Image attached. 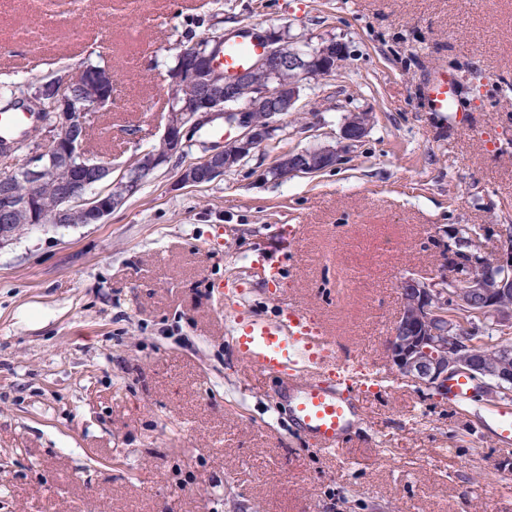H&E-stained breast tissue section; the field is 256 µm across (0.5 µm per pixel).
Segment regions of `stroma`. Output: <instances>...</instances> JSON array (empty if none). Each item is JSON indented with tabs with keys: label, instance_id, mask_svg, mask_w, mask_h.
Segmentation results:
<instances>
[{
	"label": "stroma",
	"instance_id": "35a3bbf8",
	"mask_svg": "<svg viewBox=\"0 0 512 512\" xmlns=\"http://www.w3.org/2000/svg\"><path fill=\"white\" fill-rule=\"evenodd\" d=\"M274 28L342 41L276 138L211 183L172 159L100 224L24 231L0 249V512H512V446L482 401L461 406L386 356L397 281L433 273L435 236L512 224V0H0V79L76 66L99 39L112 109L92 141L120 174L162 132L173 46ZM455 79V113L422 82ZM373 114L345 164L263 178L290 150L336 145ZM282 267L271 280L266 267ZM274 318L298 305L353 354L356 419L336 452L291 420L282 381L244 369L225 280ZM425 100L433 112H448L454 100L453 79L448 70L434 69L424 83Z\"/></svg>",
	"mask_w": 512,
	"mask_h": 512
}]
</instances>
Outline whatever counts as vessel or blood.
<instances>
[{
    "label": "vessel or blood",
    "mask_w": 512,
    "mask_h": 512,
    "mask_svg": "<svg viewBox=\"0 0 512 512\" xmlns=\"http://www.w3.org/2000/svg\"><path fill=\"white\" fill-rule=\"evenodd\" d=\"M260 51L258 45L231 44L220 62L231 73L248 66ZM431 111H448L453 99V79L436 69L424 83ZM32 117L25 112L0 113V139L30 131ZM243 289L229 291L225 307L230 314L232 341L243 365L263 375L299 379L302 390L291 407L295 423L331 452L344 442L354 413L355 388L350 365L339 359L335 337L327 335L295 305L282 306L272 320L246 315L240 301Z\"/></svg>",
    "instance_id": "1"
}]
</instances>
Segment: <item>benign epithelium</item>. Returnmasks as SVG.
I'll use <instances>...</instances> for the list:
<instances>
[{
    "mask_svg": "<svg viewBox=\"0 0 512 512\" xmlns=\"http://www.w3.org/2000/svg\"><path fill=\"white\" fill-rule=\"evenodd\" d=\"M253 36L262 44V51L249 67L229 76L218 68L210 49L180 54L181 67L168 75L165 95L173 97L189 86L201 87L205 94L185 102L176 112L165 113L161 149L140 154L133 174L117 177L91 198L87 188L92 180L108 179L112 167L99 158L81 155L87 117L84 109L76 110L71 104L75 86L86 84L95 91L91 107L112 105V76L87 69L76 76L53 75L52 90L62 110L48 115L44 136L55 158L67 161L78 156L80 161L57 169L53 161H45L46 149L31 145L24 166L8 173L26 186V195L19 200L9 191L0 194V247L14 240L19 215L25 216L27 224L41 222L40 206L47 197L63 204L58 214L60 224L102 223L136 193L142 175L156 172L174 156L184 155L194 144L196 131L218 120L237 130L238 135L220 148L204 151L200 160L182 168L178 182L198 185L223 176L253 149L272 140L279 130V117L296 110L304 82L332 74L346 53L337 42L308 51L271 28ZM372 123V113L354 112L340 127L337 146L278 155L272 165L277 179L286 181L336 165L341 155L363 141ZM435 247V273H412L397 283L399 312L386 348L390 363L410 382L445 399L449 380L462 374L480 381L482 392L489 397L512 391V349H497L493 354L475 350L461 338L463 329L458 322L448 318V282L454 281L460 285L454 295L457 303L493 315L504 328L512 325V310L502 306V299L512 294V249L499 250L489 266L485 252L459 238L453 228L435 240Z\"/></svg>",
    "mask_w": 512,
    "mask_h": 512,
    "instance_id": "1",
    "label": "benign epithelium"
}]
</instances>
